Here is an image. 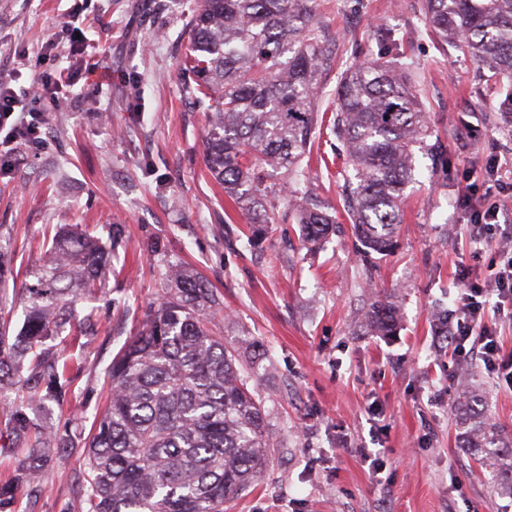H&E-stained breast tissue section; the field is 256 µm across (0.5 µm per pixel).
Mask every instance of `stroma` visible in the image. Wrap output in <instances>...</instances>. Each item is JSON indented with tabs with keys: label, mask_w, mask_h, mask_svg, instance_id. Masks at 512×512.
<instances>
[{
	"label": "stroma",
	"mask_w": 512,
	"mask_h": 512,
	"mask_svg": "<svg viewBox=\"0 0 512 512\" xmlns=\"http://www.w3.org/2000/svg\"><path fill=\"white\" fill-rule=\"evenodd\" d=\"M194 6L0 0V72H20L19 86H29L40 74L31 62L44 52L67 69L74 91L49 112L44 148H19L14 170L0 171V245L16 255L14 288L47 264L56 228L125 230V263L77 301L78 310H94L97 335L59 340L76 397L51 406L52 422L103 410L105 367L161 296L162 260L179 261L223 292L217 335L255 336L269 350L256 379L284 445L224 512H512L463 448L456 416L459 386L474 384L510 442L512 390L482 365L452 358L433 335L435 314L454 308L462 271L489 273V246L474 240L462 207L483 190L469 188L461 172L499 160L505 184L495 196L512 212V131L498 114L506 83L486 81L485 67L441 46L421 0H315L339 68L377 53L394 31L393 51L409 66L432 134L413 148L418 173L404 190L390 256L364 255L355 244L340 144L326 126L316 130L305 185L327 204L336 234L311 250L295 224L281 221L251 250L244 219L206 169L204 114L180 76ZM67 25L97 47L63 38ZM435 143L448 159L444 176L431 172ZM386 295L400 326L368 335L364 317ZM369 449L381 472L365 459ZM82 473L78 454L54 459L46 493L21 502L22 512H78Z\"/></svg>",
	"instance_id": "stroma-1"
}]
</instances>
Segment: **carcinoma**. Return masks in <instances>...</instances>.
Masks as SVG:
<instances>
[{"mask_svg":"<svg viewBox=\"0 0 512 512\" xmlns=\"http://www.w3.org/2000/svg\"><path fill=\"white\" fill-rule=\"evenodd\" d=\"M423 19L442 43L512 82V0H423ZM187 39L181 75L205 112V164L245 217L246 244L278 222L265 203L268 167L287 173L288 212L306 244L334 232V218L300 188L303 161L326 121L357 180L348 204L353 234L366 249L388 254L414 176L412 148L431 134L399 59L381 50L350 65L328 117L314 101L336 73L337 47L316 19L314 0H197ZM122 241L118 225L106 241L82 228L57 230L49 263L22 289L21 326L0 317V409L12 445L24 449L0 482V512H19L23 492L38 499L51 459L77 450L84 459L79 512H224L281 445L253 379L257 361L268 357L265 345L214 335L210 324L224 310V295L177 264L163 270L165 295L146 307L136 335L105 368L112 394L89 439L46 420L47 404L74 395L55 341L69 329L93 331V312L79 315L75 301L119 259ZM11 262L0 250V297ZM367 321L373 335L388 336L397 309L379 300ZM462 395L467 448L494 494L512 500V447L489 422L482 394L471 385Z\"/></svg>","mask_w":512,"mask_h":512,"instance_id":"1","label":"carcinoma"}]
</instances>
